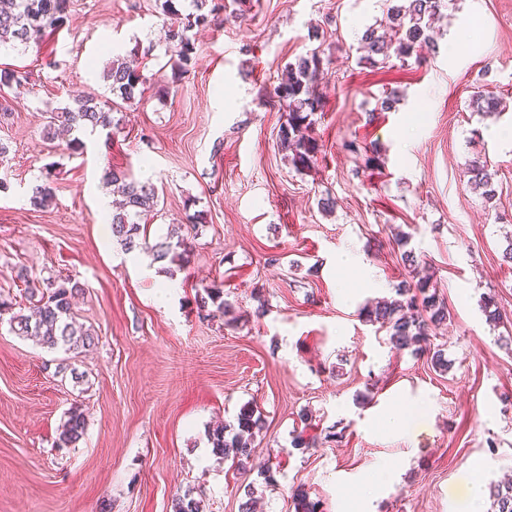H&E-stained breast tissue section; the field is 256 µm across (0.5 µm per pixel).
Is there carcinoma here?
Masks as SVG:
<instances>
[{
	"label": "carcinoma",
	"mask_w": 512,
	"mask_h": 512,
	"mask_svg": "<svg viewBox=\"0 0 512 512\" xmlns=\"http://www.w3.org/2000/svg\"><path fill=\"white\" fill-rule=\"evenodd\" d=\"M70 0H0V47L25 48L40 45L67 20ZM176 0H156V6L167 18L166 54L172 70V82L182 81L193 60L194 43L188 35L193 27L211 22V17L225 8L219 0H192L193 11L183 13L176 8ZM445 0H399L387 8V19L396 28L397 39L388 41L373 27L367 28L360 38L364 59L369 63L385 64L391 58L405 63L420 58V50L432 42V20L440 13ZM324 60L316 53L301 57L288 66L287 76L273 88L272 97L288 104V119L281 124L278 136L282 144L292 151L291 162L298 171L308 169L317 162L318 145L310 135L314 123L312 116L321 109V101L314 88L322 79ZM30 73L12 67L0 68V93L29 82ZM103 79L111 97L105 100L76 98L74 105L51 111L46 135L53 138L58 131L79 129L96 130L112 127V110L133 102L144 92L146 76L125 58L115 57L106 63ZM470 105L477 112H493L497 99L474 92ZM468 182L485 196L493 197L492 175L487 162L477 158L468 167ZM112 192L122 197L120 206L112 212V237L127 252L138 249L152 251L154 260L169 261L183 266L188 262L187 235L184 228L194 227L198 215L187 216L166 234L164 239L149 244L141 217L159 212L160 192L150 181H139L123 170H114L108 177ZM54 199V187L47 179L30 188V203L36 208L48 206ZM402 261L410 267L411 276L400 281L397 299L368 311V321L385 327L390 342L399 349L414 348L430 358L437 368L446 366L443 349L431 342L430 326L448 319V308L437 293L429 292V279L419 275L413 252L402 253ZM23 283L19 289L21 301L28 303V313H14L8 324L18 336L32 337L40 345L61 348L76 353L95 344L94 333L77 324L73 316V300L83 292L79 282L58 273L42 280L28 278L19 272ZM198 303L205 309L214 306L224 313V290L215 286L202 289ZM263 425L262 417L251 407L240 410L236 424L208 431L212 454L219 459H232L243 464L251 456V442ZM86 419L80 406L68 411L67 420L56 442L59 448L75 445L84 435ZM491 512H512V481L490 486ZM173 512H201V501L194 491L186 490L173 500Z\"/></svg>",
	"instance_id": "1"
}]
</instances>
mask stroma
<instances>
[{"mask_svg":"<svg viewBox=\"0 0 512 512\" xmlns=\"http://www.w3.org/2000/svg\"><path fill=\"white\" fill-rule=\"evenodd\" d=\"M446 2L435 50L381 68L360 37L389 29L386 0H224L223 24L193 29L192 66L172 91L154 0H70L46 43L0 49V66L31 74L0 116V294L18 295L21 266L68 274L84 289L74 316L97 338L74 354L0 325V512H170L190 487L203 512L249 499L256 512H301L303 496L318 512H468L471 475L486 487L512 475V0ZM314 51L330 77L316 88L318 162L300 172L279 145L286 112L271 91ZM114 52L145 58V94L69 154L44 138L47 112L108 96ZM477 89L504 109L473 111ZM348 141L375 149L373 166ZM477 157L489 201L465 176ZM115 169L163 188L150 242L201 214L174 277L113 243L99 198ZM44 176L55 198L37 210L29 186ZM406 249L448 308L435 330L444 371L366 320L395 299ZM214 283L229 308L205 318L196 295ZM74 405L86 432L57 447ZM248 405L263 427L243 475L207 432ZM391 405L409 408L408 437L385 426ZM388 465L396 478L366 490Z\"/></svg>","mask_w":512,"mask_h":512,"instance_id":"1","label":"stroma"}]
</instances>
